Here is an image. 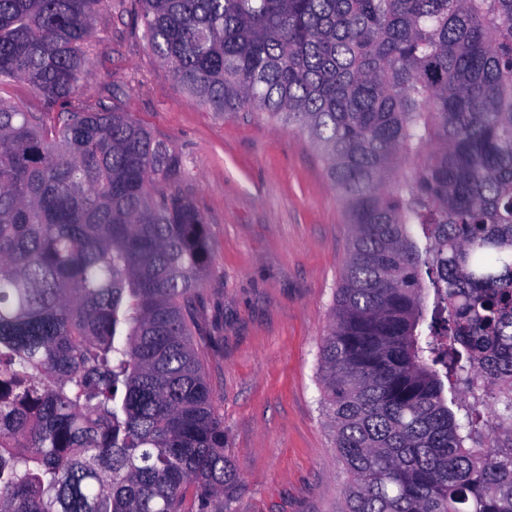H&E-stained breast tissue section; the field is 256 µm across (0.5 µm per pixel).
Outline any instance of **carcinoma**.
Returning a JSON list of instances; mask_svg holds the SVG:
<instances>
[{
    "mask_svg": "<svg viewBox=\"0 0 512 512\" xmlns=\"http://www.w3.org/2000/svg\"><path fill=\"white\" fill-rule=\"evenodd\" d=\"M220 115L306 133L352 236L320 345L342 512H512V0H131ZM106 0H0V512H231L182 157L68 106ZM0 97L6 103L19 106L23 112L40 115L45 112L43 96L23 81L8 80L2 83Z\"/></svg>",
    "mask_w": 512,
    "mask_h": 512,
    "instance_id": "cac0c4a2",
    "label": "carcinoma"
}]
</instances>
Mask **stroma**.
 I'll use <instances>...</instances> for the list:
<instances>
[{
  "mask_svg": "<svg viewBox=\"0 0 512 512\" xmlns=\"http://www.w3.org/2000/svg\"><path fill=\"white\" fill-rule=\"evenodd\" d=\"M70 108L127 113L182 156L209 274L198 337L241 480L234 512H338L345 480L319 403V347L351 228L318 152L257 112L219 116L168 75L129 0H108Z\"/></svg>",
  "mask_w": 512,
  "mask_h": 512,
  "instance_id": "stroma-1",
  "label": "stroma"
}]
</instances>
